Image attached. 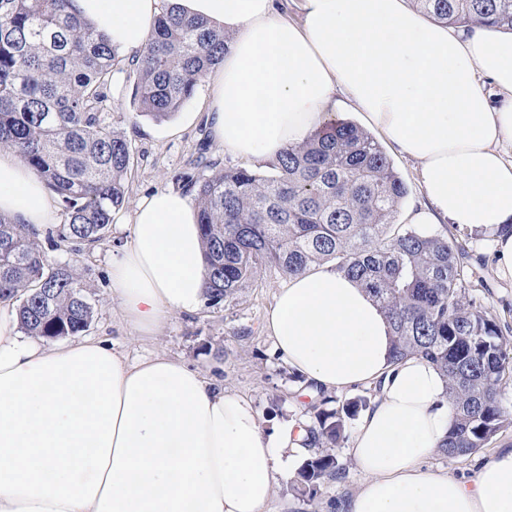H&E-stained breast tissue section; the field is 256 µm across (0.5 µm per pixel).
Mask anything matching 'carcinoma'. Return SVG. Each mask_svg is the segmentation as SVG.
I'll return each mask as SVG.
<instances>
[{
	"label": "carcinoma",
	"mask_w": 512,
	"mask_h": 512,
	"mask_svg": "<svg viewBox=\"0 0 512 512\" xmlns=\"http://www.w3.org/2000/svg\"><path fill=\"white\" fill-rule=\"evenodd\" d=\"M411 2L448 26L512 31V0ZM229 39L202 17L160 12L130 61L139 113L163 120L179 112L223 62ZM122 62L73 0H0V148L56 195L67 221L45 229L52 247L105 242L112 212L125 201L130 144L105 112ZM184 187L194 191L207 302L234 298L267 268L290 278L329 264L380 307L391 362L419 356L445 378L454 421L438 452L471 455L509 422L503 381L512 377V348L503 329L465 301L464 249L397 223L407 188L368 132L336 124L285 146L268 174L224 168ZM0 300L16 302L23 332L48 340L78 336L93 320L76 267L51 260L40 231L2 216ZM318 398L336 407L318 410L305 426L315 450L290 485L310 501L345 472L336 449L368 407L362 398L323 391Z\"/></svg>",
	"instance_id": "carcinoma-1"
}]
</instances>
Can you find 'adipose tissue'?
Listing matches in <instances>:
<instances>
[{
	"instance_id": "obj_1",
	"label": "adipose tissue",
	"mask_w": 512,
	"mask_h": 512,
	"mask_svg": "<svg viewBox=\"0 0 512 512\" xmlns=\"http://www.w3.org/2000/svg\"><path fill=\"white\" fill-rule=\"evenodd\" d=\"M231 40L207 77L213 140L275 160L351 109L420 164L415 224L496 229L512 277V33L459 32L407 0H168ZM161 0H75L120 49H141ZM45 184L0 151V214L54 223ZM112 258L111 292L151 335L205 300L197 212L181 192L142 196ZM276 352L314 388L377 391L350 457L361 481L345 512H512V449L464 482L423 463L453 421L445 382L419 357L389 361V325L357 282L328 265L289 278L266 316ZM301 431L262 427L253 402L183 361H128L105 340L51 343L0 313V512H267L274 488L309 457Z\"/></svg>"
}]
</instances>
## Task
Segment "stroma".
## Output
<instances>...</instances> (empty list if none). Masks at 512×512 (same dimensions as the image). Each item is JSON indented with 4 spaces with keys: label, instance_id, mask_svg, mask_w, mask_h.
<instances>
[{
    "label": "stroma",
    "instance_id": "stroma-1",
    "mask_svg": "<svg viewBox=\"0 0 512 512\" xmlns=\"http://www.w3.org/2000/svg\"><path fill=\"white\" fill-rule=\"evenodd\" d=\"M132 87V77L123 70L115 74L109 91L112 123L130 142L133 160L126 199L113 215L107 239L96 247L78 252L71 244L63 242L50 252L54 260L77 264L94 306L88 336L114 342L132 360L156 353L184 360L226 390L250 397L265 431L286 424L310 423L314 411L310 398L304 394L307 383L275 355L265 329V317L285 283L277 271L263 270L255 283L234 299L215 306L205 304L192 313L169 315L152 336L137 337L124 321L110 291L112 256L127 234L124 221L132 214L140 197L155 190L182 189L183 176H199L200 171L193 162L202 151L221 168L243 165L261 173L269 170L267 163L226 154L223 147L207 138L203 119L187 120V113L201 109V100L207 92L205 83H198L183 111L162 122L135 111L131 103ZM432 230L466 249L468 299L488 318L512 324V281L498 275L492 244L448 224L433 225ZM506 448H512V424L502 428L474 454L451 459L436 453L427 460L426 466L471 478L480 464ZM360 479V473L348 465L343 477L325 484L311 504L292 495L289 481H279L269 505L270 512H340L341 504L356 489Z\"/></svg>",
    "mask_w": 512,
    "mask_h": 512
}]
</instances>
